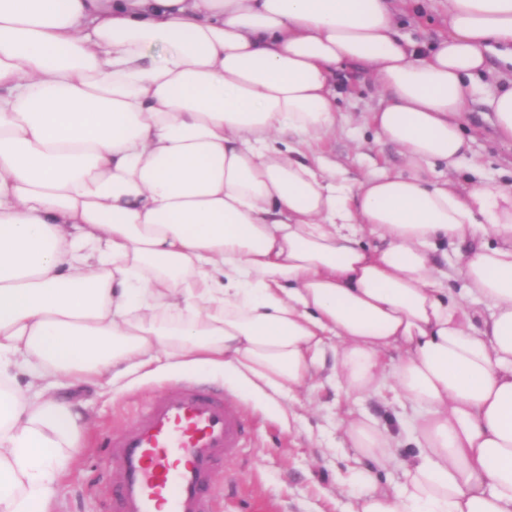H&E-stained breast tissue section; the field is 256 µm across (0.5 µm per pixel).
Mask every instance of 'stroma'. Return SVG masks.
Segmentation results:
<instances>
[{"instance_id":"stroma-1","label":"stroma","mask_w":512,"mask_h":512,"mask_svg":"<svg viewBox=\"0 0 512 512\" xmlns=\"http://www.w3.org/2000/svg\"><path fill=\"white\" fill-rule=\"evenodd\" d=\"M447 29L445 0H414L401 17V30L410 39L430 45ZM336 88L342 117L325 145L327 154L349 177L372 171L374 162L398 164L387 144L375 142L364 128L368 112L378 105L370 79L337 73ZM472 151L491 176L512 169V146L500 142L491 113L473 104ZM324 362L314 381L298 394V416L284 420L272 404L239 389L223 373H202L201 381L223 391L239 409L252 431L238 458L216 479L218 512H348L351 499L346 481L354 466L348 449L339 447L337 406L345 395ZM186 378L163 370L133 379L120 390L104 387L88 393L92 424L87 445L60 483L50 512H103L105 493L116 476L106 441L130 426L149 401Z\"/></svg>"}]
</instances>
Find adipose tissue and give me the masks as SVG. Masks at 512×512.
Instances as JSON below:
<instances>
[{"label":"adipose tissue","mask_w":512,"mask_h":512,"mask_svg":"<svg viewBox=\"0 0 512 512\" xmlns=\"http://www.w3.org/2000/svg\"><path fill=\"white\" fill-rule=\"evenodd\" d=\"M447 11L421 47L392 0H0V512L68 474L72 388L220 370L292 417L328 354L417 444L340 410L353 512H512V188L463 129L486 75L512 142V0ZM344 68L402 162L354 183L319 150ZM354 406L358 410L367 412L377 417L382 423H393L398 428L401 433L399 438L402 447L399 448L401 457H408L414 451L415 446L411 443L412 428L407 418L402 416L400 409L385 407L381 403L380 399L374 394L363 395L360 399L357 400ZM400 418L405 421V426L402 428L396 425V421Z\"/></svg>","instance_id":"1"}]
</instances>
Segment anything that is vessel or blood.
Segmentation results:
<instances>
[{
    "label": "vessel or blood",
    "instance_id": "obj_1",
    "mask_svg": "<svg viewBox=\"0 0 512 512\" xmlns=\"http://www.w3.org/2000/svg\"><path fill=\"white\" fill-rule=\"evenodd\" d=\"M248 435L239 411L209 385L188 381L155 396L108 441L119 472L111 512H211L217 475Z\"/></svg>",
    "mask_w": 512,
    "mask_h": 512
}]
</instances>
